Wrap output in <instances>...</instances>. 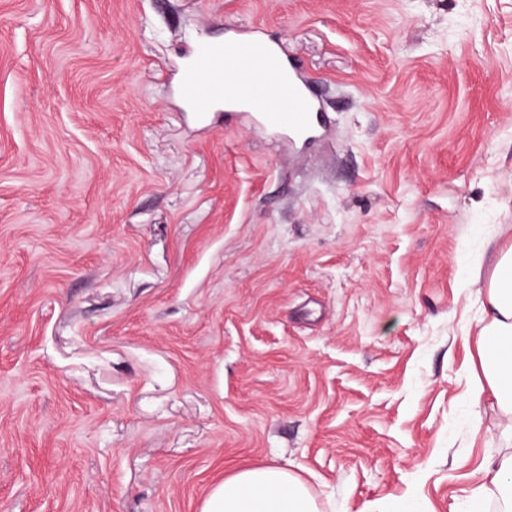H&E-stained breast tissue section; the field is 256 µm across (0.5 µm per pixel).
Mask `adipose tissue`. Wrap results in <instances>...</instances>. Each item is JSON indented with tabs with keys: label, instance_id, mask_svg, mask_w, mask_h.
<instances>
[{
	"label": "adipose tissue",
	"instance_id": "adipose-tissue-1",
	"mask_svg": "<svg viewBox=\"0 0 512 512\" xmlns=\"http://www.w3.org/2000/svg\"><path fill=\"white\" fill-rule=\"evenodd\" d=\"M487 322L477 343L480 375L469 393L473 399L491 396L501 416L512 424V245L499 248L486 283ZM486 486H493L500 512H512V452L490 457L484 467ZM486 486L473 491V512H482ZM201 512H318L306 484L287 469L264 466L241 470L215 485Z\"/></svg>",
	"mask_w": 512,
	"mask_h": 512
}]
</instances>
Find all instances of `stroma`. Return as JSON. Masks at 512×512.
<instances>
[{
	"label": "stroma",
	"instance_id": "stroma-1",
	"mask_svg": "<svg viewBox=\"0 0 512 512\" xmlns=\"http://www.w3.org/2000/svg\"><path fill=\"white\" fill-rule=\"evenodd\" d=\"M276 42L308 148L176 94ZM512 243V0H0V512H199L278 465L318 512H469ZM485 288L489 319L477 343L482 376L475 373L469 393L477 401L490 395L512 434V245L498 249Z\"/></svg>",
	"mask_w": 512,
	"mask_h": 512
}]
</instances>
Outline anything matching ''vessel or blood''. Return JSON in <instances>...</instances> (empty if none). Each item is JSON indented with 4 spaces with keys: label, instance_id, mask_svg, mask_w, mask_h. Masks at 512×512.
<instances>
[{
    "label": "vessel or blood",
    "instance_id": "b4317fda",
    "mask_svg": "<svg viewBox=\"0 0 512 512\" xmlns=\"http://www.w3.org/2000/svg\"><path fill=\"white\" fill-rule=\"evenodd\" d=\"M188 108L205 116L217 104L245 106L266 128L306 144L330 121L315 87L299 81L297 65L274 45L229 31L219 45H201L180 82Z\"/></svg>",
    "mask_w": 512,
    "mask_h": 512
}]
</instances>
